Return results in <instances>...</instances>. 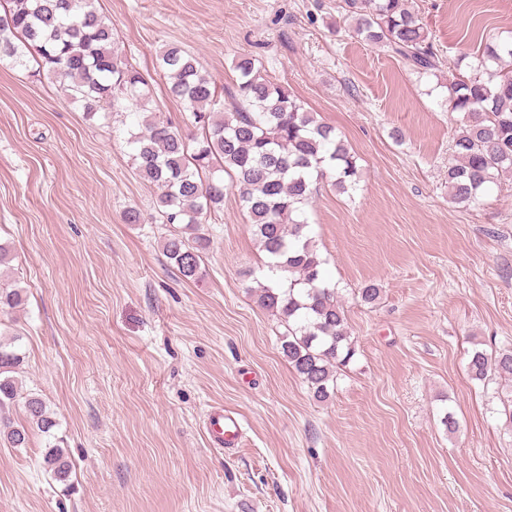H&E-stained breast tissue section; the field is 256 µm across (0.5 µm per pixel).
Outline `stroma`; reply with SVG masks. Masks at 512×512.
<instances>
[{
	"instance_id": "1",
	"label": "stroma",
	"mask_w": 512,
	"mask_h": 512,
	"mask_svg": "<svg viewBox=\"0 0 512 512\" xmlns=\"http://www.w3.org/2000/svg\"><path fill=\"white\" fill-rule=\"evenodd\" d=\"M342 3L95 0L179 129L188 111L156 68L170 42L224 97L234 60L256 57L354 152L355 190L320 183L306 207L356 348L324 402L255 301L249 272L266 256L236 191L203 216L202 272L184 279L162 250L174 227L159 191L130 159L136 114L87 119L35 63L0 62V244L13 255L0 283L26 297L0 332L19 334L15 377L56 420L28 447L0 441V512H512V423L498 382L467 372L473 348L512 347V176L477 204L449 198L451 71L419 76L352 36ZM409 4L467 76L483 36L512 34V0ZM368 283L372 304L358 296ZM217 405L243 420L239 448L205 435ZM52 443L74 464L67 482L43 469Z\"/></svg>"
}]
</instances>
